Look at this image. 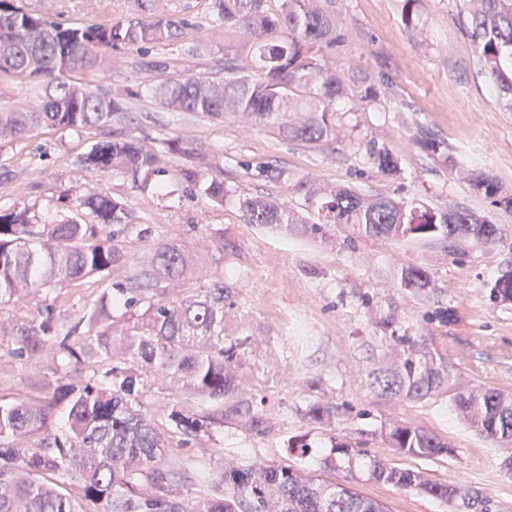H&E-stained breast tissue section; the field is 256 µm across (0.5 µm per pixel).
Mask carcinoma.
<instances>
[{
    "instance_id": "obj_1",
    "label": "carcinoma",
    "mask_w": 512,
    "mask_h": 512,
    "mask_svg": "<svg viewBox=\"0 0 512 512\" xmlns=\"http://www.w3.org/2000/svg\"><path fill=\"white\" fill-rule=\"evenodd\" d=\"M210 0V9L224 29L243 28L252 40L243 45L224 41V63L212 76L182 72L154 85L160 104L169 112H187L218 120L228 112H245L303 146L332 147L336 104L356 97L372 104L376 85L346 84L336 71L317 62V54L343 41L336 25V0ZM159 0H130L121 20L66 26L16 0H0V76L45 80L49 91L26 111L0 112V137L23 136L40 128L83 129L119 121L128 111L132 92L88 87L72 79L77 71L111 69L112 51L129 49L141 58L135 69L156 77L166 65L147 60L146 47L178 44L194 53L193 19L180 14L157 16ZM462 31L476 46L486 74L512 107V0H463L458 14ZM306 109L305 121L291 113ZM166 153L200 162L205 150L179 138L163 142ZM368 161L396 174L397 156L371 145ZM88 171H116L134 184L145 185L159 171L160 154L137 137L116 134L77 156ZM183 183L199 187L208 203L224 205L236 190L224 178L201 180L194 167L180 172ZM256 177L270 183L288 179L276 165L258 167ZM296 189L317 211L304 221L283 212L261 196H238L245 223L295 229L323 237L330 224H349L367 238L445 242L458 254L465 241L494 242L498 225L469 208L439 210L388 197L367 196L347 188H321L299 180ZM473 189L491 204L512 211V195L495 178L478 175ZM95 223L71 216L58 224H34L28 211L0 210V294L25 282L37 291H51L93 279L105 281L112 269L124 279L111 283L66 330L55 321V304L40 318L14 326V353L39 361L49 355L55 379L47 383L51 401L0 402V512H386L384 506L345 486L323 483L288 465L224 466L214 481L196 473L204 501L182 497L186 467L165 457V442L155 414L143 404L151 377L163 371L186 394L213 411L186 413L175 407L166 415L176 432L190 441L228 416L257 427L263 423L253 398L241 388L236 366L249 338L225 342L224 281L208 284L193 298L171 299V286L191 278L198 263L175 237L154 234L147 224L128 221L124 204L107 194L78 199ZM135 238L147 252L131 257L125 242ZM400 287H428L430 275L419 266L402 270ZM489 297L512 302V269L498 276ZM130 313L133 324L117 336L112 332L116 309ZM93 363L92 375L72 369ZM370 386L381 396L403 402L421 400L438 391L448 376L423 354L410 336L394 337L393 354L373 368ZM454 406L478 433L512 446V394L490 387L459 391ZM68 428L49 432L56 408ZM385 445L403 455L432 457L452 448L429 431L402 421L385 427ZM373 476L404 489H421L448 504V512H498L489 496L461 484L429 482L421 473L377 462Z\"/></svg>"
}]
</instances>
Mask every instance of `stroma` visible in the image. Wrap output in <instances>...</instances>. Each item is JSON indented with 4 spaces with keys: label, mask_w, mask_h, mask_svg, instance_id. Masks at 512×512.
Returning a JSON list of instances; mask_svg holds the SVG:
<instances>
[{
    "label": "stroma",
    "mask_w": 512,
    "mask_h": 512,
    "mask_svg": "<svg viewBox=\"0 0 512 512\" xmlns=\"http://www.w3.org/2000/svg\"><path fill=\"white\" fill-rule=\"evenodd\" d=\"M82 2L39 0L45 15L65 23L115 20L128 11L127 0H100L94 12ZM163 5L197 24V53L181 57L182 67L197 74L218 68L224 28L210 14L209 0ZM403 5L404 0H336L346 40L324 60L341 80H371L381 94L376 103L352 102L337 113L331 149L301 146L235 114L215 121L164 111L134 71L137 54L131 50L113 52L109 71L84 72L79 79L134 91L121 124L127 134L154 147L173 137L201 144L209 155L199 166L203 177L223 176L238 192L269 198L305 219L313 212L294 188L300 179L439 209L464 206L500 226L494 243L461 244L460 257L453 258L443 243L364 238L339 224L323 239L248 224L238 204L209 205L175 179V170L195 165L190 158L164 155L161 173L139 188L120 173L82 169L76 158L101 140L99 127L0 139V210L25 208L36 223L53 224L74 210L77 197L108 194L124 203L130 222L177 235L196 255L201 276L181 282L175 297L196 295L217 279L230 288L224 334L257 341L238 372L266 422L252 428L228 418L189 442L165 431L168 456L215 478L228 461L286 464L353 488L386 512H448L445 503L427 494L375 480L373 464L382 461L423 472L440 484L465 476L468 487L491 496L501 512H512L506 449L479 435L453 406L454 393L472 385L512 393V303L489 298L499 273L512 268V212L471 187L474 175L485 174L512 194V107L486 77L458 25L462 0H416L409 22ZM422 127L445 143L447 155L429 154L419 145ZM371 144L398 157L399 173L387 175L366 162ZM268 163L285 167L287 181L255 178L254 167ZM409 266L425 268L430 286L400 287V272ZM43 299V293L23 285L0 298L1 399H39L46 393L47 365L16 357L8 338L16 322L37 317ZM448 307L453 318L441 321L437 313ZM394 333L412 336L443 366L448 381L441 390L405 402L373 391L367 375L390 353ZM318 402L334 406V414L312 420L308 411ZM144 404L153 411L172 405L206 411L162 372ZM393 419L448 441L452 454L424 458L386 448L382 431ZM336 441L358 446V454L335 455ZM331 455L336 466L324 469Z\"/></svg>",
    "instance_id": "1"
}]
</instances>
